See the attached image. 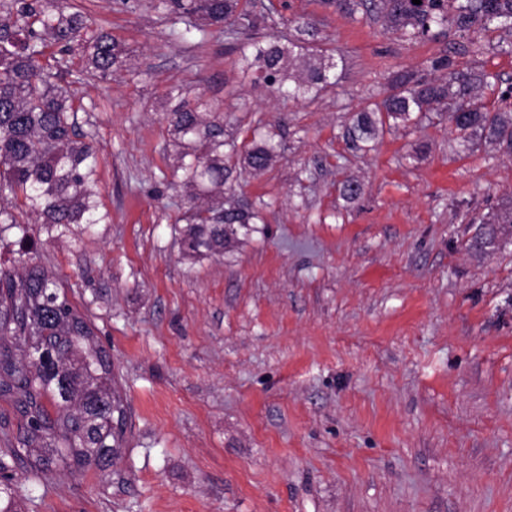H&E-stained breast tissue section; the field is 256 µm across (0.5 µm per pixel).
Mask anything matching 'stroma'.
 I'll use <instances>...</instances> for the list:
<instances>
[{
	"mask_svg": "<svg viewBox=\"0 0 512 512\" xmlns=\"http://www.w3.org/2000/svg\"><path fill=\"white\" fill-rule=\"evenodd\" d=\"M80 6L128 56L109 80L70 82L98 150L112 216L92 238L8 234L88 312L127 406L112 468L51 467L23 512H512V235L472 248L474 221L512 197V158L489 138L460 147L446 118L353 147L345 129L390 74L423 73L463 43L415 44L322 0H256L267 31L315 28L346 59L313 101L241 81L215 27L187 43L147 8ZM223 102L226 139L276 125L278 154L246 175L263 218L223 258L181 255L166 90ZM357 180V200L343 194Z\"/></svg>",
	"mask_w": 512,
	"mask_h": 512,
	"instance_id": "stroma-1",
	"label": "stroma"
}]
</instances>
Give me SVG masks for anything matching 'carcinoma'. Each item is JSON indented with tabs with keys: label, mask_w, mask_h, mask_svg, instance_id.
<instances>
[{
	"label": "carcinoma",
	"mask_w": 512,
	"mask_h": 512,
	"mask_svg": "<svg viewBox=\"0 0 512 512\" xmlns=\"http://www.w3.org/2000/svg\"><path fill=\"white\" fill-rule=\"evenodd\" d=\"M252 0H150L149 7L184 38L222 26L235 42V68L283 99L315 97L336 84L338 63L314 43L281 33L257 36ZM353 16L382 15L409 42L435 38L448 27L481 51L508 47L492 34H512V0H326ZM86 16L66 14L56 0H0V243L9 232L26 238L27 223L47 234L91 235L111 223L97 192V150L78 122L71 87L54 81L40 59L46 49L78 48L89 80L112 77L124 49L112 35L87 37ZM441 77L396 73L381 100L368 103L346 129L354 144L376 139L385 126L416 125L432 112L448 116L464 146L485 134L512 156V108H489L488 76L477 61L451 56L429 61ZM179 186L187 224L182 253L192 260L222 256L253 231L258 212L235 200L234 172L267 170L277 153L273 135L250 131L242 147L224 138V104L180 81L167 92ZM512 224V198L479 220L472 245L493 247ZM0 401L18 415L17 429L0 425V471L27 461L34 474L52 465L83 473L115 463L125 443L127 409L112 361L90 318L71 305L57 274L30 263L20 273L0 269ZM18 490L0 480V512H19Z\"/></svg>",
	"instance_id": "obj_1"
}]
</instances>
